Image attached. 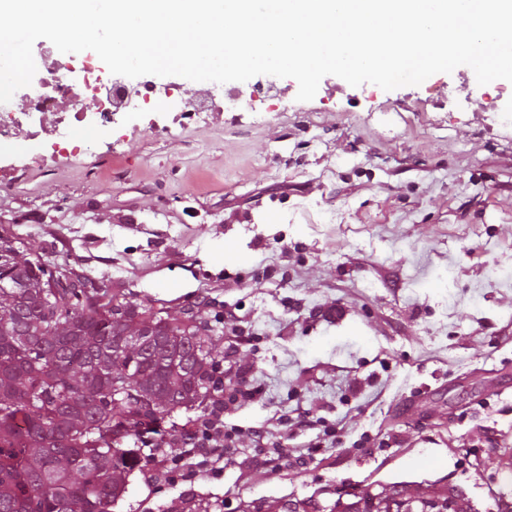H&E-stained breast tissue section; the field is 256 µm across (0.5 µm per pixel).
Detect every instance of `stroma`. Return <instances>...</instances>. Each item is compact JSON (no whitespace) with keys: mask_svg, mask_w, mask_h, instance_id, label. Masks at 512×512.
<instances>
[{"mask_svg":"<svg viewBox=\"0 0 512 512\" xmlns=\"http://www.w3.org/2000/svg\"><path fill=\"white\" fill-rule=\"evenodd\" d=\"M297 92L216 83L199 115L123 116L111 154L59 156L26 124L0 154V228L43 262L176 309L208 296L206 316L251 336L238 355L262 397L227 423L304 408L338 430L284 474L246 438L214 480L135 473L112 512H274L439 481L467 512H512V83L462 65L373 97L333 75ZM365 432L399 444L359 448Z\"/></svg>","mask_w":512,"mask_h":512,"instance_id":"35a3bbf8","label":"stroma"}]
</instances>
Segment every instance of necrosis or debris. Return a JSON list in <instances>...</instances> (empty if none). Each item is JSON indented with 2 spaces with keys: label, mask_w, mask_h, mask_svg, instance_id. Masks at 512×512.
<instances>
[{
  "label": "necrosis or debris",
  "mask_w": 512,
  "mask_h": 512,
  "mask_svg": "<svg viewBox=\"0 0 512 512\" xmlns=\"http://www.w3.org/2000/svg\"><path fill=\"white\" fill-rule=\"evenodd\" d=\"M150 101L155 109L169 107L192 113L196 100L184 97L180 89H128L109 83L103 68L91 55H69L52 68L37 69L29 93L17 104L13 117L0 119V145L12 142L21 118L48 119L65 151L96 154L103 138L111 137L113 117L119 107H136ZM94 126L100 139L87 140L83 128Z\"/></svg>",
  "instance_id": "obj_1"
}]
</instances>
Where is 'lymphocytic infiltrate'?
Instances as JSON below:
<instances>
[{
  "label": "lymphocytic infiltrate",
  "mask_w": 512,
  "mask_h": 512,
  "mask_svg": "<svg viewBox=\"0 0 512 512\" xmlns=\"http://www.w3.org/2000/svg\"><path fill=\"white\" fill-rule=\"evenodd\" d=\"M245 338L232 334L224 353V364L214 367L213 395L200 415L182 424L174 451L159 449L152 462L169 481L196 482L217 478L224 473V458L236 451L244 436L262 444L267 426L242 429L226 424L225 416L232 410L258 402L261 388L252 378V367L235 356Z\"/></svg>",
  "instance_id": "f902f5d3"
}]
</instances>
